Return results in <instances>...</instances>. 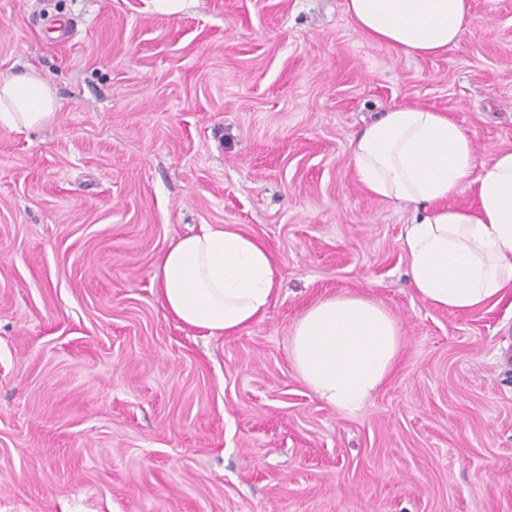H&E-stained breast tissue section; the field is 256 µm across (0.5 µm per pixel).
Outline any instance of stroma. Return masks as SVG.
I'll return each mask as SVG.
<instances>
[{
    "label": "stroma",
    "mask_w": 512,
    "mask_h": 512,
    "mask_svg": "<svg viewBox=\"0 0 512 512\" xmlns=\"http://www.w3.org/2000/svg\"><path fill=\"white\" fill-rule=\"evenodd\" d=\"M346 3L0 0V75L61 103L0 123V512H512V293L468 314L421 300L415 207L371 195L349 148L412 104L512 150V0H471L430 57L370 41ZM203 224L276 261L266 316L235 336L158 299L159 255ZM336 295L403 340L353 415L289 352Z\"/></svg>",
    "instance_id": "stroma-1"
}]
</instances>
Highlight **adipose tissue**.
<instances>
[{"instance_id": "obj_1", "label": "adipose tissue", "mask_w": 512, "mask_h": 512, "mask_svg": "<svg viewBox=\"0 0 512 512\" xmlns=\"http://www.w3.org/2000/svg\"><path fill=\"white\" fill-rule=\"evenodd\" d=\"M470 0H347L356 27L407 56L447 51L460 39ZM58 102L35 74L0 77V122L50 123ZM360 182L374 195L419 208L403 249L412 288L429 305L469 313L499 303L512 287V151L483 160L470 134L446 113L392 106L350 142ZM473 189L477 205L450 197ZM277 268L256 238L204 224L170 242L157 260L158 298L178 322L233 336L267 313ZM402 347L396 320L369 298L337 295L307 309L290 354L305 384L352 415L388 380Z\"/></svg>"}]
</instances>
